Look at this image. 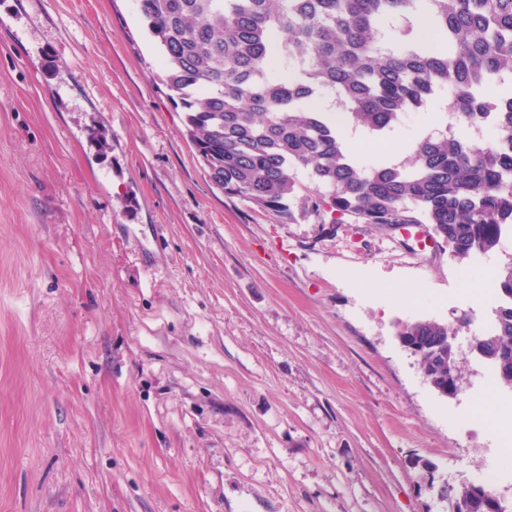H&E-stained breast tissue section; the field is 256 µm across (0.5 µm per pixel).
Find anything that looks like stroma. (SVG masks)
I'll list each match as a JSON object with an SVG mask.
<instances>
[{
    "label": "stroma",
    "mask_w": 512,
    "mask_h": 512,
    "mask_svg": "<svg viewBox=\"0 0 512 512\" xmlns=\"http://www.w3.org/2000/svg\"><path fill=\"white\" fill-rule=\"evenodd\" d=\"M486 260L225 194L135 0H0V512H441L493 467L511 503L473 406L512 389L467 353L443 397L398 336L491 324Z\"/></svg>",
    "instance_id": "35a3bbf8"
}]
</instances>
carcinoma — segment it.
I'll return each instance as SVG.
<instances>
[{
	"label": "carcinoma",
	"instance_id": "cac0c4a2",
	"mask_svg": "<svg viewBox=\"0 0 512 512\" xmlns=\"http://www.w3.org/2000/svg\"><path fill=\"white\" fill-rule=\"evenodd\" d=\"M165 60L164 82L185 112L187 134L213 182L288 223L425 224L462 262L486 254L512 228V0H138ZM428 14L445 48L413 34ZM396 20L398 44L384 39ZM284 37H279V34ZM448 88L455 122L495 139L473 147L452 130L410 143L409 166L364 163L339 139L338 123L307 106L326 94L370 134L394 130ZM315 185L299 199L293 171ZM502 305L472 346L512 388V263L495 285ZM471 324L407 322L430 386L458 388L452 338ZM477 486H445L449 512H488Z\"/></svg>",
	"mask_w": 512,
	"mask_h": 512
}]
</instances>
